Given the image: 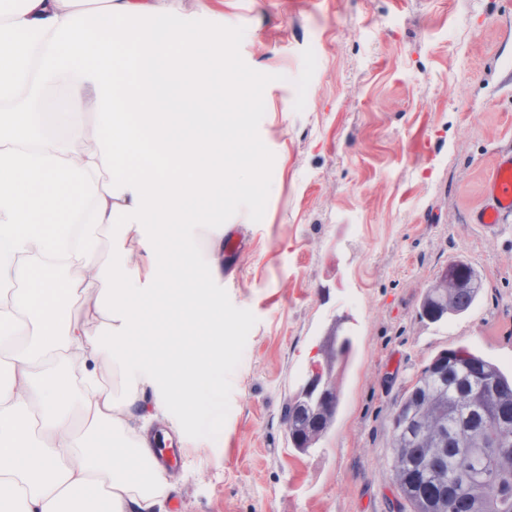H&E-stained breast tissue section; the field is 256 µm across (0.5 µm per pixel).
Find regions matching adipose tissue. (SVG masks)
Returning a JSON list of instances; mask_svg holds the SVG:
<instances>
[{
  "instance_id": "ef3b65f1",
  "label": "adipose tissue",
  "mask_w": 512,
  "mask_h": 512,
  "mask_svg": "<svg viewBox=\"0 0 512 512\" xmlns=\"http://www.w3.org/2000/svg\"><path fill=\"white\" fill-rule=\"evenodd\" d=\"M163 2L0 0V340L13 341L0 343V512H166L174 483L150 422L197 450L177 398L224 433L223 345L146 349L158 327L139 306L160 280L183 324L223 325L210 288L224 278L223 225L183 242L206 273L193 288L178 287L162 236L238 167L202 98L225 74L224 28ZM57 85L67 134L51 141L31 106ZM107 227L134 267L101 261ZM65 298L82 304L61 310ZM104 428L110 444L90 447Z\"/></svg>"
}]
</instances>
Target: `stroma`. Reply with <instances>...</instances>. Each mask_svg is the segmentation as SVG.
Segmentation results:
<instances>
[{
	"mask_svg": "<svg viewBox=\"0 0 512 512\" xmlns=\"http://www.w3.org/2000/svg\"><path fill=\"white\" fill-rule=\"evenodd\" d=\"M232 33L207 102L245 112L243 173L190 212L237 226L212 283L224 305V441L184 456L178 512H401L394 418L429 360L468 348L512 375V217L466 221L512 153V0H167ZM453 261L476 304L434 323L422 301ZM335 421L307 454L283 424L330 337Z\"/></svg>",
	"mask_w": 512,
	"mask_h": 512,
	"instance_id": "obj_1",
	"label": "stroma"
}]
</instances>
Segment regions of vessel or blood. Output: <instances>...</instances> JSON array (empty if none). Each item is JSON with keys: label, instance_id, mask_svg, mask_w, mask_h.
I'll return each mask as SVG.
<instances>
[{"label": "vessel or blood", "instance_id": "1", "mask_svg": "<svg viewBox=\"0 0 512 512\" xmlns=\"http://www.w3.org/2000/svg\"><path fill=\"white\" fill-rule=\"evenodd\" d=\"M507 216H512V153L495 157L484 183L482 200L470 211L469 221L485 231L495 232Z\"/></svg>", "mask_w": 512, "mask_h": 512}]
</instances>
